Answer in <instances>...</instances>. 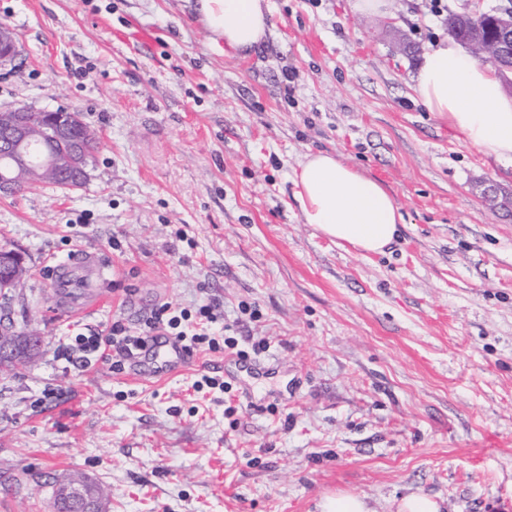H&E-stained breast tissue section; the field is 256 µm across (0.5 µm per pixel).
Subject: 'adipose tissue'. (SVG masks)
Returning a JSON list of instances; mask_svg holds the SVG:
<instances>
[{
    "mask_svg": "<svg viewBox=\"0 0 512 512\" xmlns=\"http://www.w3.org/2000/svg\"><path fill=\"white\" fill-rule=\"evenodd\" d=\"M212 43L251 52L269 32L267 0H196ZM412 88L432 112L447 119L466 142L500 162L512 163V97L496 71L445 38L426 52ZM295 199L304 223L337 243L379 254L397 239L403 216L377 180L329 152L305 156L294 172Z\"/></svg>",
    "mask_w": 512,
    "mask_h": 512,
    "instance_id": "ef3b65f1",
    "label": "adipose tissue"
}]
</instances>
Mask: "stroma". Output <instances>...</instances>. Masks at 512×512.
<instances>
[{
  "mask_svg": "<svg viewBox=\"0 0 512 512\" xmlns=\"http://www.w3.org/2000/svg\"><path fill=\"white\" fill-rule=\"evenodd\" d=\"M354 2L269 0L243 58L212 46L193 0H0L18 49L0 110L63 108L99 137L82 186L0 196V248L29 269L4 306L41 331L31 362L0 370V512H51L72 473L106 512H320L339 491L372 512L411 494L512 512V218L475 194L511 192L512 164L416 100L448 35L428 0L384 19ZM318 150L394 197L385 253L303 222L293 171ZM79 243L108 281L57 320L48 267ZM209 297L240 348L266 340L268 375L199 391L224 350L150 381L62 356L76 334Z\"/></svg>",
  "mask_w": 512,
  "mask_h": 512,
  "instance_id": "stroma-1",
  "label": "stroma"
}]
</instances>
